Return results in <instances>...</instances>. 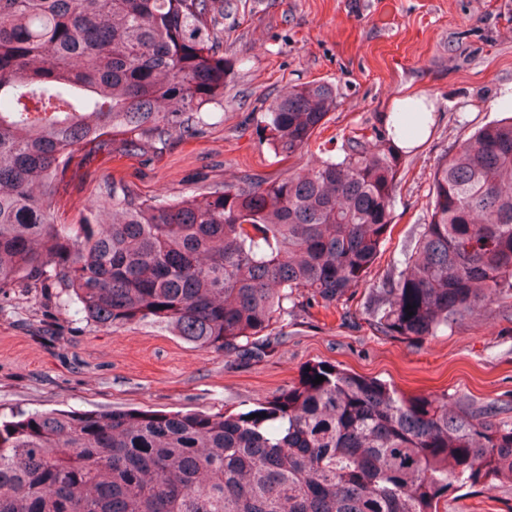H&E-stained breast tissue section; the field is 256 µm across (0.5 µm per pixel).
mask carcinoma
Instances as JSON below:
<instances>
[{"instance_id": "carcinoma-1", "label": "carcinoma", "mask_w": 512, "mask_h": 512, "mask_svg": "<svg viewBox=\"0 0 512 512\" xmlns=\"http://www.w3.org/2000/svg\"><path fill=\"white\" fill-rule=\"evenodd\" d=\"M233 7L0 0V295L51 288L56 308L107 331L151 325L255 360L289 306L347 314L360 287L385 336L512 312V116L438 163L428 223L378 280L406 154L397 141L424 133L426 104L383 113L304 170L172 197L112 179L80 223H58L52 198L96 155L152 160L214 125L243 64L224 46ZM336 104L333 85L296 84L250 121L286 160ZM502 413L323 364L239 414L17 411L0 419V512H448L451 487L512 483Z\"/></svg>"}]
</instances>
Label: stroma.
Masks as SVG:
<instances>
[{
	"label": "stroma",
	"mask_w": 512,
	"mask_h": 512,
	"mask_svg": "<svg viewBox=\"0 0 512 512\" xmlns=\"http://www.w3.org/2000/svg\"><path fill=\"white\" fill-rule=\"evenodd\" d=\"M224 39L246 64L224 94V121L155 161L102 156L55 208L78 223L105 180L147 195L190 191L283 168L244 118L288 86L321 80L337 107L323 132L342 138L377 123L394 99L425 97L430 123L404 159L394 227L375 277L400 259L428 219L438 162L474 130L500 119L512 97V0H241ZM50 292L0 300V413L16 410H151L240 413L295 385L307 366L336 365L409 396L465 395L512 408V314L482 309L445 336H384L364 312L348 319L294 308L259 362L193 350L149 325L108 332ZM448 512H512V484L454 488Z\"/></svg>",
	"instance_id": "35a3bbf8"
}]
</instances>
